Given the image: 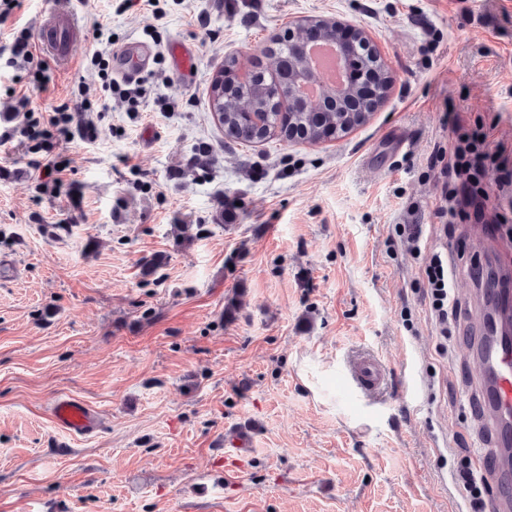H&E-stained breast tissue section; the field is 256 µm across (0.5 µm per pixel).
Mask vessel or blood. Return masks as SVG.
Returning <instances> with one entry per match:
<instances>
[{
    "mask_svg": "<svg viewBox=\"0 0 512 512\" xmlns=\"http://www.w3.org/2000/svg\"><path fill=\"white\" fill-rule=\"evenodd\" d=\"M81 30L72 15L52 14L37 22V44L53 61L68 65L72 60V47ZM169 53L181 75L194 69L195 54L183 42L175 41ZM152 54L149 44L134 41L115 49L119 76L138 77ZM473 358L484 382L480 397V416L495 423L497 450L492 453L486 473L495 477L505 472L512 461V343L504 340L490 317L479 322V338L473 348ZM386 369L372 356L357 358L349 368L350 383L367 393L378 391L385 383ZM55 426L73 438L94 435L101 427L99 412L84 399L62 395L56 397L50 408Z\"/></svg>",
    "mask_w": 512,
    "mask_h": 512,
    "instance_id": "b4317fda",
    "label": "vessel or blood"
}]
</instances>
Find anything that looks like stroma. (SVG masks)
<instances>
[{"label": "stroma", "mask_w": 512, "mask_h": 512, "mask_svg": "<svg viewBox=\"0 0 512 512\" xmlns=\"http://www.w3.org/2000/svg\"><path fill=\"white\" fill-rule=\"evenodd\" d=\"M50 12L78 17L73 68L42 89L1 55L0 108L18 83L36 118L99 88L84 60L107 39L154 55L138 118L103 112L58 142L59 185H40L27 145H0V261L18 271L0 281V512H465L453 474L494 444L466 349L487 225L437 234L428 162L451 110L512 147V0H25L0 45ZM311 17L365 32L387 99L340 139L225 142L210 105L225 56L251 68ZM175 38L196 51L190 78ZM412 204L417 253L396 232ZM438 253L462 305L447 341L423 280ZM362 354L386 384L354 398L341 379ZM67 394L100 412L97 434L55 428ZM238 429L253 446L232 467Z\"/></svg>", "instance_id": "1"}]
</instances>
